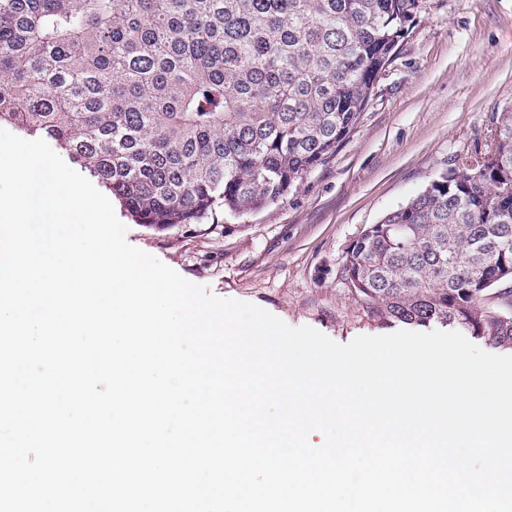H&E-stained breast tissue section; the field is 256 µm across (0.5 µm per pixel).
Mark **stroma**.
Returning a JSON list of instances; mask_svg holds the SVG:
<instances>
[{"label":"stroma","instance_id":"stroma-1","mask_svg":"<svg viewBox=\"0 0 512 512\" xmlns=\"http://www.w3.org/2000/svg\"><path fill=\"white\" fill-rule=\"evenodd\" d=\"M512 103V0H422L357 129L296 190L257 212L157 231L122 204L127 240L211 294L339 343L395 332L336 279L349 242L448 164L490 142Z\"/></svg>","mask_w":512,"mask_h":512}]
</instances>
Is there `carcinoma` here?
<instances>
[{
  "label": "carcinoma",
  "instance_id": "1",
  "mask_svg": "<svg viewBox=\"0 0 512 512\" xmlns=\"http://www.w3.org/2000/svg\"><path fill=\"white\" fill-rule=\"evenodd\" d=\"M420 7L0 0V122L55 141L138 224L241 217L336 154ZM491 132L345 249L341 282L377 321L512 348V103Z\"/></svg>",
  "mask_w": 512,
  "mask_h": 512
}]
</instances>
